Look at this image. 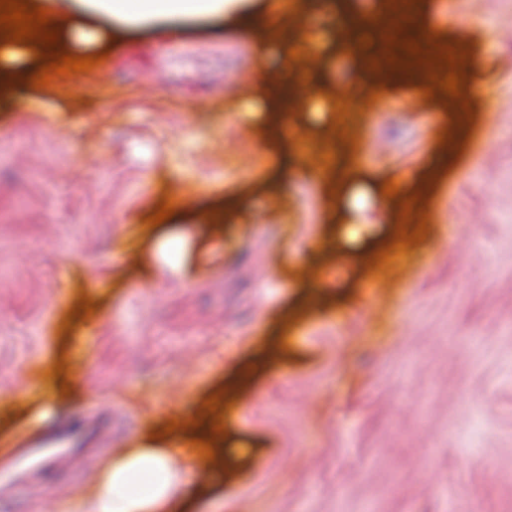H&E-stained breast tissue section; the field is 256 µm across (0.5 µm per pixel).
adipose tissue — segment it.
<instances>
[{"label":"adipose tissue","mask_w":512,"mask_h":512,"mask_svg":"<svg viewBox=\"0 0 512 512\" xmlns=\"http://www.w3.org/2000/svg\"><path fill=\"white\" fill-rule=\"evenodd\" d=\"M255 0H45L47 10L62 8L59 43L91 48L105 36L137 27L177 31L189 23L233 17L258 19ZM38 50L0 38V86L30 81ZM199 449L181 442L143 440L111 456L99 470L77 512H174L180 486L193 478Z\"/></svg>","instance_id":"1"}]
</instances>
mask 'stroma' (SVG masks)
I'll return each instance as SVG.
<instances>
[{
    "label": "stroma",
    "mask_w": 512,
    "mask_h": 512,
    "mask_svg": "<svg viewBox=\"0 0 512 512\" xmlns=\"http://www.w3.org/2000/svg\"><path fill=\"white\" fill-rule=\"evenodd\" d=\"M300 2L259 4L308 72L282 133L237 116L277 56L221 19L0 93V512H68L103 459L197 420L224 458L177 512H512V0H425L465 108L416 74L356 93L347 28ZM331 163L420 213L351 223Z\"/></svg>",
    "instance_id": "obj_1"
}]
</instances>
